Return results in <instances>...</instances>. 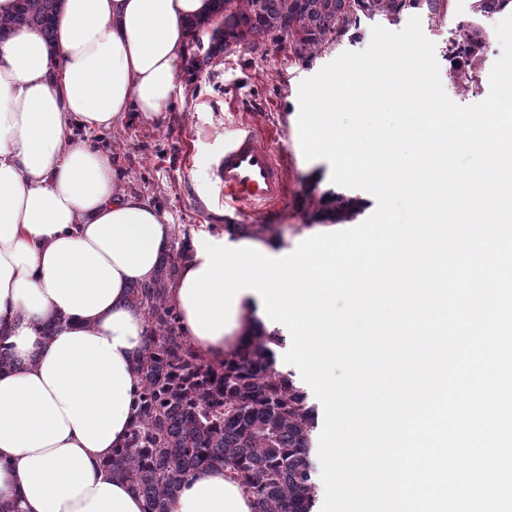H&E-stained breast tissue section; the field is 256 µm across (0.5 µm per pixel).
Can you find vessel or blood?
I'll list each match as a JSON object with an SVG mask.
<instances>
[{"mask_svg": "<svg viewBox=\"0 0 512 512\" xmlns=\"http://www.w3.org/2000/svg\"><path fill=\"white\" fill-rule=\"evenodd\" d=\"M287 165V150L275 149L269 133L236 122L224 131V150L212 177L225 208L250 220L287 202Z\"/></svg>", "mask_w": 512, "mask_h": 512, "instance_id": "obj_1", "label": "vessel or blood"}]
</instances>
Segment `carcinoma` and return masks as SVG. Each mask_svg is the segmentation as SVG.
I'll list each match as a JSON object with an SVG mask.
<instances>
[{"instance_id":"cac0c4a2","label":"carcinoma","mask_w":512,"mask_h":512,"mask_svg":"<svg viewBox=\"0 0 512 512\" xmlns=\"http://www.w3.org/2000/svg\"><path fill=\"white\" fill-rule=\"evenodd\" d=\"M16 12L0 17V39L14 28L35 26L53 41L59 0H17ZM211 15L188 23L191 36L222 18L211 49L194 61L209 63L215 50L230 52L266 40L290 41L308 59L332 41L376 16L396 21L402 11L441 15L447 0H212ZM511 10L512 0H474L482 16ZM466 45L453 57L448 77L457 86L473 82L488 39L468 24ZM183 252H170L149 282L130 287L148 329L132 363L138 382L136 414L125 445L107 466L112 476L141 497L146 512H168L169 501L191 475L215 464L229 467L258 505V512H312L314 471L310 460L317 409L290 371L278 369L286 338L258 336L219 364L192 350L177 310L168 304Z\"/></svg>"}]
</instances>
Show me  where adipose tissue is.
I'll return each instance as SVG.
<instances>
[{"mask_svg": "<svg viewBox=\"0 0 512 512\" xmlns=\"http://www.w3.org/2000/svg\"><path fill=\"white\" fill-rule=\"evenodd\" d=\"M211 0H61L53 42L0 40V512H145L107 462L134 418L131 363L147 323L129 288L151 280L172 228L120 188L88 133L163 115ZM316 257H287L227 225L187 246L170 303L193 350L218 363L274 321L303 328L328 392L336 358L307 335ZM168 512H256L229 469L191 477Z\"/></svg>", "mask_w": 512, "mask_h": 512, "instance_id": "adipose-tissue-1", "label": "adipose tissue"}]
</instances>
